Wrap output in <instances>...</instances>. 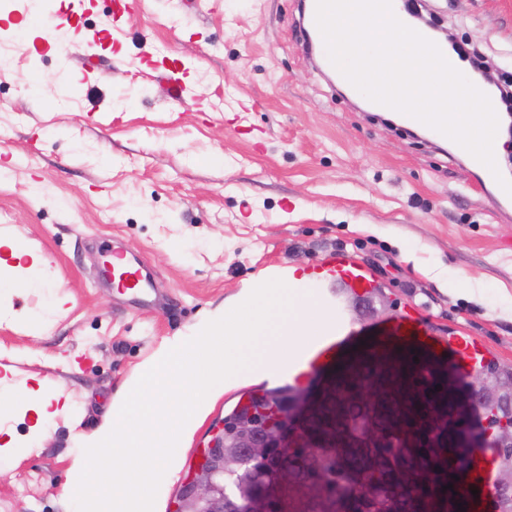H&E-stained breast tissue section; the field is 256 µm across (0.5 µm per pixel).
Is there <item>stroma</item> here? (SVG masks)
<instances>
[{
  "instance_id": "obj_1",
  "label": "stroma",
  "mask_w": 512,
  "mask_h": 512,
  "mask_svg": "<svg viewBox=\"0 0 512 512\" xmlns=\"http://www.w3.org/2000/svg\"><path fill=\"white\" fill-rule=\"evenodd\" d=\"M301 2L145 0L115 41L111 0H86L81 28L58 23L49 43L24 24L61 0H0V55L14 60L0 75V234L44 260L34 287L0 285V398L37 386L65 406L41 422L0 411L21 450L0 457V512H74L70 462L123 388L273 271L346 253L391 315L416 309L439 337L512 364V222L451 146L328 81L304 51ZM423 14L512 76V0H426ZM116 244L149 269L147 300L101 276ZM292 382L225 388L155 512L241 396Z\"/></svg>"
}]
</instances>
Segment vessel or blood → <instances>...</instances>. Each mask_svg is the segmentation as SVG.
Instances as JSON below:
<instances>
[{
  "label": "vessel or blood",
  "instance_id": "obj_1",
  "mask_svg": "<svg viewBox=\"0 0 512 512\" xmlns=\"http://www.w3.org/2000/svg\"><path fill=\"white\" fill-rule=\"evenodd\" d=\"M466 162L474 183L490 192L495 199L499 217H512V196L502 189L484 164L471 156L467 157ZM107 257L112 265L121 266L125 273L118 282L120 288L142 290L144 278L141 271L127 264L121 251L109 250ZM288 285L311 289L313 296L339 312L343 309L344 301L370 296L376 282L362 265L339 252L312 268L289 271ZM352 337L351 329L342 321H335L292 357L288 363L289 376L297 379L339 366L344 359L345 346ZM367 342L379 357L396 351L404 353L403 371L405 383L409 386L424 380L431 364L438 361H453L462 372L473 370L486 361L484 351L475 341L459 338L451 343L446 342L409 311L397 316L390 324L373 327ZM494 466L492 456L475 448L470 449L463 475L454 482L453 490L467 495L471 512H487V491L493 481Z\"/></svg>",
  "mask_w": 512,
  "mask_h": 512
}]
</instances>
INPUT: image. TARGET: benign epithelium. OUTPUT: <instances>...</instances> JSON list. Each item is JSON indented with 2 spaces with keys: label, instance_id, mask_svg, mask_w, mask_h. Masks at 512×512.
I'll use <instances>...</instances> for the list:
<instances>
[{
  "label": "benign epithelium",
  "instance_id": "1",
  "mask_svg": "<svg viewBox=\"0 0 512 512\" xmlns=\"http://www.w3.org/2000/svg\"><path fill=\"white\" fill-rule=\"evenodd\" d=\"M355 320L374 319L381 323L392 320L386 306L359 304L350 307ZM441 388L435 393L414 389L413 397L427 407L431 421L440 437V446H445L448 437L461 445L471 448L466 441L461 425L469 408L483 411L485 418L499 413L498 407L512 401V385L499 384L496 379L482 375L475 377L470 392L463 400L446 389L445 382L439 381ZM373 413L368 423L358 433L361 443L380 442L386 430L395 429L400 420L380 415L383 411L384 393L379 385L372 388ZM350 394L336 388V372L328 371L314 388L304 391L302 403H283L278 410L281 421L278 430L271 434L258 432L250 424H240L237 449L224 450V443L212 444L201 449L196 464L189 467L173 497L170 512H224V469L247 460L265 461L271 449H280L278 467L282 478L272 485L267 497L280 503L288 502V466L293 463L305 469L300 486L308 496H317L323 487L317 479L321 468L322 448L336 446V428L329 430L318 422L324 413L331 419L341 418L351 413Z\"/></svg>",
  "mask_w": 512,
  "mask_h": 512
}]
</instances>
